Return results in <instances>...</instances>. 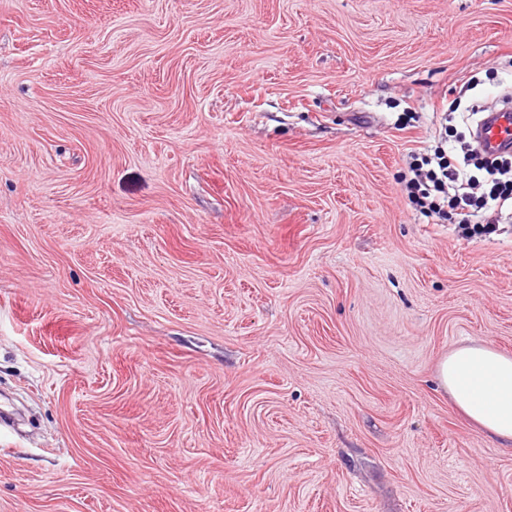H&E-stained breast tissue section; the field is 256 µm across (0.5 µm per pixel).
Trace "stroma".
<instances>
[{
    "mask_svg": "<svg viewBox=\"0 0 512 512\" xmlns=\"http://www.w3.org/2000/svg\"><path fill=\"white\" fill-rule=\"evenodd\" d=\"M511 89L512 0H0V512H512V223L404 190ZM456 407L491 437L512 445V357L483 343L461 345L438 367Z\"/></svg>",
    "mask_w": 512,
    "mask_h": 512,
    "instance_id": "1",
    "label": "stroma"
}]
</instances>
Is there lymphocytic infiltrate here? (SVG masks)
<instances>
[{"mask_svg":"<svg viewBox=\"0 0 512 512\" xmlns=\"http://www.w3.org/2000/svg\"><path fill=\"white\" fill-rule=\"evenodd\" d=\"M409 189L428 215L455 211L463 234L494 233L502 218H512V160L482 156L477 144L462 152L437 146L413 168Z\"/></svg>","mask_w":512,"mask_h":512,"instance_id":"f902f5d3","label":"lymphocytic infiltrate"}]
</instances>
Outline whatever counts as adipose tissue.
<instances>
[{
  "mask_svg": "<svg viewBox=\"0 0 512 512\" xmlns=\"http://www.w3.org/2000/svg\"><path fill=\"white\" fill-rule=\"evenodd\" d=\"M439 382L456 407L491 437L512 443V357L471 343L445 356Z\"/></svg>",
  "mask_w": 512,
  "mask_h": 512,
  "instance_id": "adipose-tissue-1",
  "label": "adipose tissue"
}]
</instances>
